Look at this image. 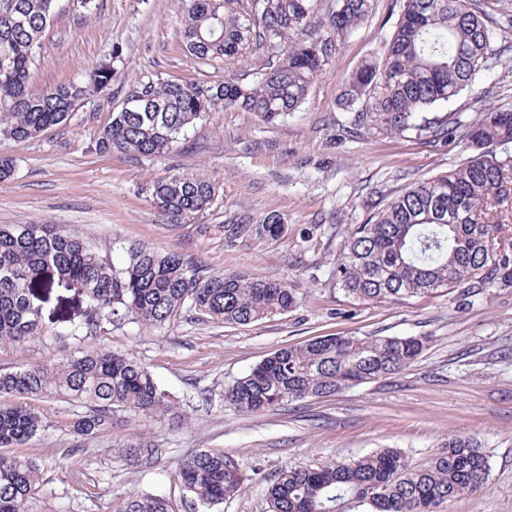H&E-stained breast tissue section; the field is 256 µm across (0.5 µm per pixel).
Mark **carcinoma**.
Listing matches in <instances>:
<instances>
[{
    "instance_id": "1",
    "label": "carcinoma",
    "mask_w": 512,
    "mask_h": 512,
    "mask_svg": "<svg viewBox=\"0 0 512 512\" xmlns=\"http://www.w3.org/2000/svg\"><path fill=\"white\" fill-rule=\"evenodd\" d=\"M57 0H0V139L16 145L65 122L71 112L112 85V59L80 80L45 89L30 86V69ZM319 0H187L181 38L203 62L241 57L262 47L267 61L251 83L234 80L142 82L127 107L94 137L100 153L163 156L211 112L237 108L266 123L306 103L312 80L338 40L359 29L371 0H336L318 17ZM324 34H319V31ZM512 33V7L496 14L484 0H403L379 57L365 60L343 94L347 108L362 104L358 122L421 138H461L469 155L429 179L410 182L351 231L333 275L358 303L403 302L435 294L472 297L495 283L512 284V107L476 97L478 117L463 132L426 113L474 86L512 58L496 46ZM151 203L167 224H193L215 204L216 186L203 173L154 182ZM288 227L270 213L262 223L238 217L224 240L279 237ZM85 286L91 313L58 330L42 320L33 288L52 280ZM298 303L288 277L205 275L183 254L131 244L116 264L90 242L56 224H0V343L89 336L102 339L127 321L163 329L190 312L199 319L247 325L284 314ZM426 336H321L280 348L224 390L225 405L257 413L285 402L334 396L414 363ZM0 512H24L41 488L39 464L17 452L46 424L27 404L63 398L81 409L73 422L86 438L112 429L115 413L166 414L175 402L132 352L87 345L55 360L0 371ZM488 460L470 435L448 436L441 449L415 465L383 448L356 460L318 467L284 466L268 485L270 512H435L446 500L482 489ZM196 512H215L240 489L235 463L224 452L199 449L176 473ZM110 512H170L158 494L118 497Z\"/></svg>"
}]
</instances>
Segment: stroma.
<instances>
[{
    "label": "stroma",
    "mask_w": 512,
    "mask_h": 512,
    "mask_svg": "<svg viewBox=\"0 0 512 512\" xmlns=\"http://www.w3.org/2000/svg\"><path fill=\"white\" fill-rule=\"evenodd\" d=\"M183 11L184 0H95L90 11L80 0H59L31 85L82 77L107 57L118 79L36 139L0 141V155L14 159L12 176L0 179V224H58L117 262L125 246L140 243L184 253L208 275L287 276L301 301L291 312L243 326L185 316L163 330L132 323L113 329L106 344L135 353L176 407L80 439L71 405L32 400L47 428L20 451L38 461L44 485L26 512H108L119 494H159L172 512H192L175 473L186 454L201 448L224 451L242 477L239 493L218 512H270L267 487L283 466L352 460L381 448L419 463L452 434L480 440L489 475L481 490L445 501L436 512H512V285L455 300L359 304L332 280L344 241L376 203L466 157L459 141L355 130L354 111L341 104L355 70L382 52L398 0H373L366 23L323 62L300 112L272 123L241 109L214 112L162 158L97 153L95 132L138 83H246L261 64L258 55L195 59L180 38ZM199 171L219 191L202 217L203 235L193 224L164 223L150 204L155 181ZM271 213L283 218L287 235L225 244L232 218L246 214L258 224ZM41 307L44 322L61 328L83 316L86 301L57 284L43 292ZM327 335L424 336L428 343L408 368L332 397L257 414L225 406V386L261 360ZM137 442L154 446L149 462L127 455Z\"/></svg>",
    "instance_id": "obj_1"
}]
</instances>
